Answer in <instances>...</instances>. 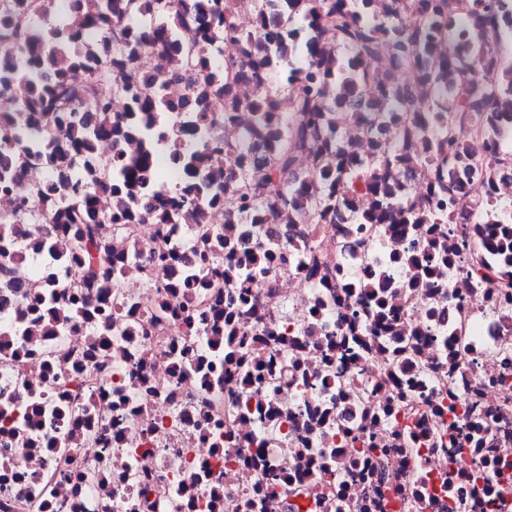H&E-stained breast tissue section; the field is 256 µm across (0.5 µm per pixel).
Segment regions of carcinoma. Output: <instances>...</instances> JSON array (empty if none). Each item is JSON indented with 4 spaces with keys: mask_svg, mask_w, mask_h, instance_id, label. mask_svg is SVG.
I'll return each instance as SVG.
<instances>
[{
    "mask_svg": "<svg viewBox=\"0 0 512 512\" xmlns=\"http://www.w3.org/2000/svg\"><path fill=\"white\" fill-rule=\"evenodd\" d=\"M182 9L171 12L169 0H16L13 11L0 22L12 32H29V20L38 15L41 25L33 37L23 42L20 50L27 54L24 69L0 60V95L30 78L24 111L29 122L43 124L44 149L40 155L54 181L42 188H26L27 196H37L55 189V183L68 179L77 163L87 172L82 187L73 188L66 199L59 200L55 212L64 223L72 225L81 240L86 261H91L97 243L89 225L103 219L97 210V192L103 190L115 197L116 204L109 216L113 224H127L133 218L153 223L183 224L196 218L194 210H179L157 204L152 198L154 183L163 179L161 164L182 171L192 178L181 183L187 194L215 206L219 197L207 193L221 178L238 179L243 192L238 204L225 205L227 214L233 208L245 209L264 205L269 219L294 223L307 207L318 211L325 221H336L340 199L325 195L319 202L309 199L299 187L284 197L279 187L293 176V151L306 146L313 153L319 177L338 183L342 188L362 191L374 197L372 218L386 212L384 198L398 194L386 172L397 165L428 167L431 157H411L390 149L380 137H375V152L370 168L364 170L341 149L337 139L338 126L352 113L362 114L375 131L381 125L371 120L375 112L396 122L403 118L410 103L407 93L393 85V77L380 71L378 55L386 50L406 58L410 50L425 56L434 54L438 43L448 37L468 38L467 56L483 51L470 17L477 15L490 26V37L498 38V28L512 25L509 4L501 0H467L465 12L455 13L448 0H385L387 9L380 12L377 0H256L257 8L271 15L278 28L276 45L269 47L253 36L246 38L236 29L233 17L234 0H180ZM152 8L160 25L139 23L143 9ZM78 13L83 18L84 31L61 36L60 26L65 15ZM184 24H191L200 33L194 42V54L188 62L192 71L193 88L188 96L173 101L164 96L159 83L146 70L147 55L156 47H176L165 28L170 14ZM245 41L247 49L239 57H226L219 64L215 55L226 41ZM137 64L144 69L143 87L131 92L117 77L115 69ZM76 68L89 72L95 83L89 106L99 112L100 123L93 129L71 120L74 108L70 101L82 103L81 92L69 84V73ZM461 70L463 62L445 60L434 69L422 72V81L432 95V111L444 116L440 124L414 121L409 131L423 137L436 138V191L444 196L451 192L444 179L445 171L457 163L458 147L464 126L481 122L483 113L499 104L512 109V68L506 79L493 75L486 78L483 93L473 94L469 84L458 78L453 95H448V69ZM233 71L254 78L262 92L244 104L233 93L224 74ZM296 100L289 118L270 115L273 82ZM122 94L133 100L132 111L193 112L197 121L207 120V112L218 102L224 112H238L247 106L259 112L260 131L271 147L268 158L253 162L244 155L235 159L234 168L226 171L210 158L221 154V146L206 148L192 154L184 138V128L171 125L164 141L155 150V158L129 169L123 154L98 160L89 154L90 141L101 133L112 132L122 121L112 117L109 103ZM28 154L13 146L10 130L0 131V183L7 187L16 173L25 168ZM395 224H450L452 217L442 210L422 209L416 203L407 211H392Z\"/></svg>",
    "mask_w": 512,
    "mask_h": 512,
    "instance_id": "1",
    "label": "carcinoma"
}]
</instances>
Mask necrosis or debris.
Wrapping results in <instances>:
<instances>
[{
	"instance_id": "1",
	"label": "necrosis or debris",
	"mask_w": 512,
	"mask_h": 512,
	"mask_svg": "<svg viewBox=\"0 0 512 512\" xmlns=\"http://www.w3.org/2000/svg\"><path fill=\"white\" fill-rule=\"evenodd\" d=\"M443 41L387 71L459 58ZM211 112L194 146L251 143ZM464 138L467 191L393 171L453 224L243 210L201 224L70 225L0 187V512H512V117ZM504 206L482 217L473 202ZM40 223L16 224L21 208ZM278 475L295 494L271 491Z\"/></svg>"
}]
</instances>
